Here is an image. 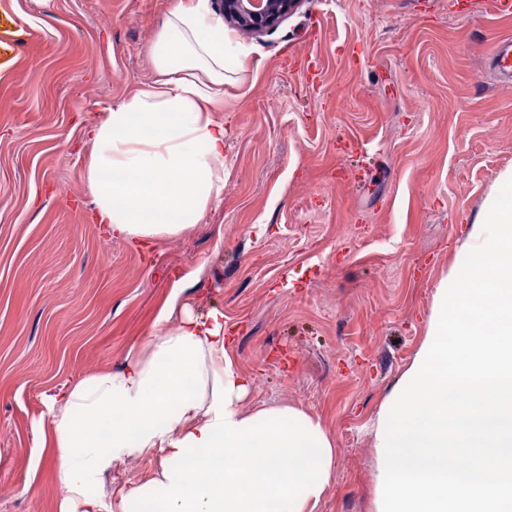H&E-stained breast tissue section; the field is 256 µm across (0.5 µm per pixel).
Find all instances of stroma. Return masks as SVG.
I'll list each match as a JSON object with an SVG mask.
<instances>
[{
	"instance_id": "stroma-1",
	"label": "stroma",
	"mask_w": 512,
	"mask_h": 512,
	"mask_svg": "<svg viewBox=\"0 0 512 512\" xmlns=\"http://www.w3.org/2000/svg\"><path fill=\"white\" fill-rule=\"evenodd\" d=\"M173 0H0V512H58L50 397L121 368L170 295L233 324L248 412L291 407L336 448L315 512H376L375 429L425 339L497 175L512 86L491 76L512 18L491 0H302L275 29H230L224 196L151 246L87 214L86 127L156 77ZM134 454L93 492L149 480Z\"/></svg>"
}]
</instances>
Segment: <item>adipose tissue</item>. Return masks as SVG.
Returning a JSON list of instances; mask_svg holds the SVG:
<instances>
[{
	"instance_id": "ef3b65f1",
	"label": "adipose tissue",
	"mask_w": 512,
	"mask_h": 512,
	"mask_svg": "<svg viewBox=\"0 0 512 512\" xmlns=\"http://www.w3.org/2000/svg\"><path fill=\"white\" fill-rule=\"evenodd\" d=\"M151 55L158 79L108 108L86 166L94 223L142 243L177 236L221 200L226 131L214 113L242 65L209 0H178ZM157 323L123 369L79 376L54 397L58 512H102L91 486L143 451L158 467L121 512H314L335 457L320 422L241 409L248 380L222 311L196 316L172 298Z\"/></svg>"
}]
</instances>
